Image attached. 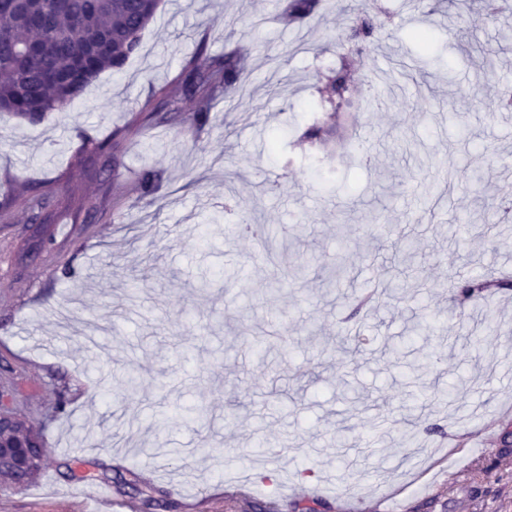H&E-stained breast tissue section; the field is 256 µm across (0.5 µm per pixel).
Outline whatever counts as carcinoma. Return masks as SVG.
<instances>
[{"label":"carcinoma","instance_id":"cac0c4a2","mask_svg":"<svg viewBox=\"0 0 512 512\" xmlns=\"http://www.w3.org/2000/svg\"><path fill=\"white\" fill-rule=\"evenodd\" d=\"M66 8H55L57 0H0V118L19 117L30 123L42 121L50 112H75L77 99L100 74H118L138 50L142 32L153 20L161 0H63ZM318 0H287L284 13L295 22L306 20L316 9ZM45 15L42 24L29 20L32 8ZM351 25L349 49L339 53L336 68L330 71L320 103L335 106L337 126L313 121L301 135L304 142L325 145L336 129L356 124V117L345 111L358 92L349 77L351 67L371 45L379 27L370 12L368 0H354L348 7ZM245 67L240 55L227 52L206 55L200 45L197 54L182 68L175 86L161 88L146 100L142 111L145 120L157 125L173 124L182 112V103L193 104L195 120L203 125L219 97L238 91ZM103 158L102 168L111 173L120 164L122 147L115 141L97 147ZM13 203L33 212L36 236L44 244L53 242L49 216L43 214L51 196L31 197L20 193ZM456 300L463 304L482 297L494 288H509L507 280L490 282L482 277H455L452 280ZM3 439L17 446L31 443L29 429L19 425L5 433ZM126 493L148 508L159 503L141 488L137 479L123 480ZM243 512H278L273 501L241 498Z\"/></svg>","mask_w":512,"mask_h":512}]
</instances>
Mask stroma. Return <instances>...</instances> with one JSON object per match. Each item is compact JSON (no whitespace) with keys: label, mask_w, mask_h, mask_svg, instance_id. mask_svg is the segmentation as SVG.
I'll return each instance as SVG.
<instances>
[{"label":"stroma","mask_w":512,"mask_h":512,"mask_svg":"<svg viewBox=\"0 0 512 512\" xmlns=\"http://www.w3.org/2000/svg\"><path fill=\"white\" fill-rule=\"evenodd\" d=\"M282 3L164 0L122 74L102 73L78 111L0 119V202L51 193L55 229L33 251L28 210L0 224V383L18 388L19 410L53 446L32 484L0 488V512H80L64 496L79 459L126 512H225L227 485L243 478L281 512L308 497L318 512H512L501 445L512 400L498 392L512 380V289L460 307L449 281L512 276V234L484 225L512 190V123L496 110L512 82V0L491 14L481 0H376L385 25L351 74L366 165L342 137L298 142L348 15L322 0L294 25ZM420 29L429 50L412 39ZM202 43L211 55L245 49L244 94L217 100L202 127L189 111L174 126L142 122L145 100ZM393 81L404 91L386 107L364 94ZM116 138L123 164L107 177L93 149ZM148 170L160 175L149 195ZM228 202L287 234L286 263L211 223ZM463 220L470 230L454 234ZM377 223L396 235L379 240ZM405 252L402 277L421 287L394 294L386 269ZM335 254L345 274L331 282L319 265ZM294 265L306 279H292ZM367 290L377 307L347 320L350 296ZM423 314L441 334L394 351ZM251 331L287 332V352H248ZM472 334L482 348L462 353ZM199 405L203 425L188 418ZM406 430L418 449L408 457ZM259 440L287 459L255 452ZM133 476L157 507L120 492Z\"/></svg>","instance_id":"stroma-1"}]
</instances>
